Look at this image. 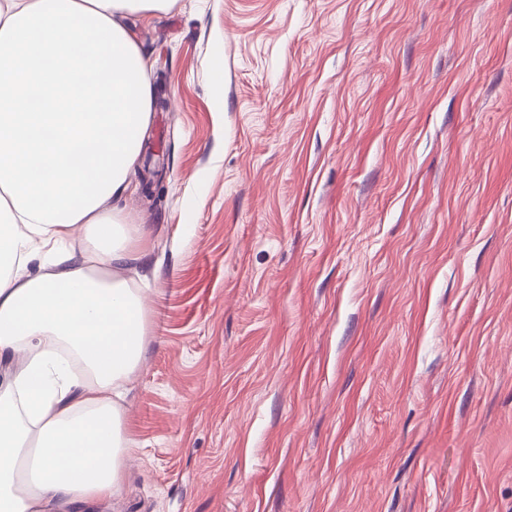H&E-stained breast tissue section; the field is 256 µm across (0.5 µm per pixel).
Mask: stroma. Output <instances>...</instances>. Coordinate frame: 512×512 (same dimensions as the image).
<instances>
[{
	"instance_id": "stroma-1",
	"label": "stroma",
	"mask_w": 512,
	"mask_h": 512,
	"mask_svg": "<svg viewBox=\"0 0 512 512\" xmlns=\"http://www.w3.org/2000/svg\"><path fill=\"white\" fill-rule=\"evenodd\" d=\"M133 23L164 194L95 512H512V0Z\"/></svg>"
}]
</instances>
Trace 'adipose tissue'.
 <instances>
[{
	"label": "adipose tissue",
	"instance_id": "adipose-tissue-1",
	"mask_svg": "<svg viewBox=\"0 0 512 512\" xmlns=\"http://www.w3.org/2000/svg\"><path fill=\"white\" fill-rule=\"evenodd\" d=\"M173 0H0V512L121 487L147 257L119 201L154 94L126 19Z\"/></svg>",
	"mask_w": 512,
	"mask_h": 512
}]
</instances>
